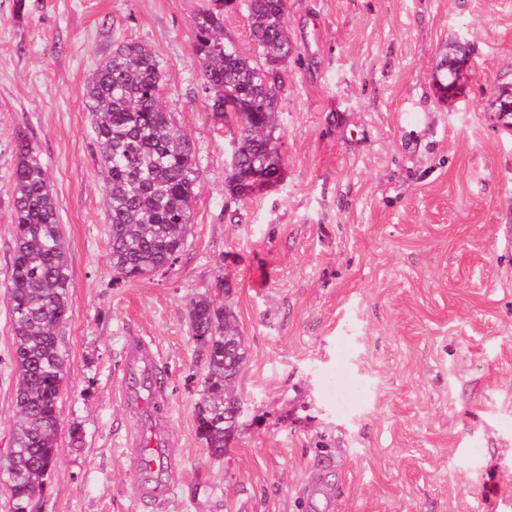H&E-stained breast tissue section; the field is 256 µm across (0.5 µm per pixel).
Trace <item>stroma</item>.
Listing matches in <instances>:
<instances>
[{
	"label": "stroma",
	"instance_id": "35a3bbf8",
	"mask_svg": "<svg viewBox=\"0 0 512 512\" xmlns=\"http://www.w3.org/2000/svg\"><path fill=\"white\" fill-rule=\"evenodd\" d=\"M204 0H0V488L18 370L7 282L14 137L32 138L70 257L58 327V456L34 512H512V0H288L278 90L284 176L224 192L237 131L201 89ZM148 45L193 141L199 186L178 260L112 271L82 96L123 42ZM468 49L461 93L440 65ZM228 304L245 338L223 453L199 431L204 361L188 305ZM152 341L178 438L172 491L134 495L120 399L127 337ZM80 439H72V429Z\"/></svg>",
	"mask_w": 512,
	"mask_h": 512
}]
</instances>
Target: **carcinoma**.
Segmentation results:
<instances>
[{"label":"carcinoma","instance_id":"obj_1","mask_svg":"<svg viewBox=\"0 0 512 512\" xmlns=\"http://www.w3.org/2000/svg\"><path fill=\"white\" fill-rule=\"evenodd\" d=\"M252 49L224 33V0L193 20L194 49L208 110L237 122V149L224 178L239 197L280 182L282 158L274 131L283 68L295 52L285 24L287 0H247ZM164 73L146 45L125 42L88 77L84 99L105 181L112 270L124 281L171 266L189 233L199 172L192 141L166 108ZM13 254L7 297L18 369L10 482L0 491L8 512H32L55 466L58 402L64 367L57 327L69 311V253L49 178L31 138L15 136ZM205 373L198 406L207 447L221 451L237 424L238 374L246 344L230 306L208 297L188 311Z\"/></svg>","mask_w":512,"mask_h":512}]
</instances>
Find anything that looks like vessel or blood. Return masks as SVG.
I'll return each instance as SVG.
<instances>
[{
	"instance_id": "1",
	"label": "vessel or blood",
	"mask_w": 512,
	"mask_h": 512,
	"mask_svg": "<svg viewBox=\"0 0 512 512\" xmlns=\"http://www.w3.org/2000/svg\"><path fill=\"white\" fill-rule=\"evenodd\" d=\"M121 357V400L138 422L136 431L126 439L139 469L136 496L142 502L158 505L171 491L167 474L174 469L172 450L176 446L167 398L157 383L159 360L151 345L139 338L126 342Z\"/></svg>"
}]
</instances>
